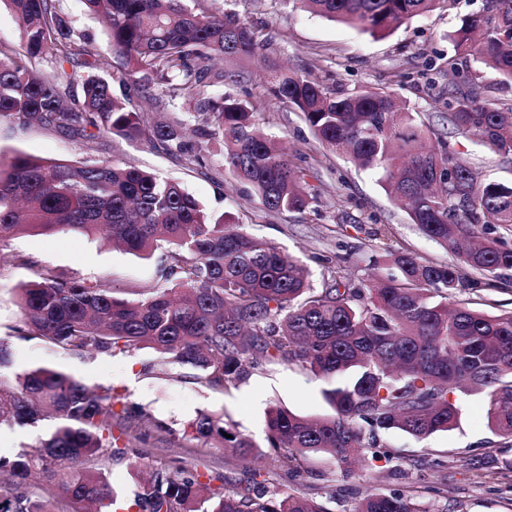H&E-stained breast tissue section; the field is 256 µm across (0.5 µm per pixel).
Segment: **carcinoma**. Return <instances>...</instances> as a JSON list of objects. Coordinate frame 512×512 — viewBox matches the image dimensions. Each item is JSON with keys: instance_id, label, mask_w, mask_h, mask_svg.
I'll return each mask as SVG.
<instances>
[{"instance_id": "obj_1", "label": "carcinoma", "mask_w": 512, "mask_h": 512, "mask_svg": "<svg viewBox=\"0 0 512 512\" xmlns=\"http://www.w3.org/2000/svg\"><path fill=\"white\" fill-rule=\"evenodd\" d=\"M18 23L22 48L0 52V122L38 124L82 140L104 134L144 140L154 148L205 162L219 137L233 178L271 212H293L317 201L307 170L294 165L266 131L270 101L304 117L315 137L380 176L386 191L411 204L410 218L431 239L485 278L501 284L512 270V248L490 232L512 228V185L485 182L441 134L394 93H346L288 70L245 95L212 88L224 72L213 60L260 55L271 48L246 21L190 0H83L106 20L111 55L82 41L59 0H3ZM455 0H299L314 15L362 32H390ZM450 39L448 70L475 62L512 83V0H484ZM84 68L78 72L75 66ZM469 90L448 98L450 120L463 137L504 157L512 155V112L485 97L480 73L467 71ZM82 83L83 100L67 93ZM132 88L137 104L114 86ZM172 117H156L163 99ZM194 123L196 140L186 139ZM66 229L100 236L112 249L149 258L165 244V285L133 297L50 267L16 288L23 336L71 356H130L149 349L150 368L167 373L189 365L216 389L237 386L250 370L288 363L325 380L334 414L308 419L280 406L265 416L266 448L224 421L201 412L183 437L230 448L243 459L269 455L298 477L301 462L328 455L348 476L377 460L396 462L409 479L425 461L380 445L382 431L417 440L459 421L457 394H488L487 420L512 440V312L488 313L456 304V267L403 252L389 254L400 275L371 273L355 282L311 284L306 263L239 224L212 217L179 181L119 159L75 164L16 152L0 155V245L30 230ZM110 387L90 388L51 367L0 376V427L54 419L49 438L0 457L17 478L0 487V512H328L317 500L261 485L243 494L212 484L196 470L158 469L118 505V492L91 460L125 454L113 433ZM53 483L56 501L24 485L32 470ZM443 498L446 484L413 483L389 493L372 490L349 512H440L421 493Z\"/></svg>"}]
</instances>
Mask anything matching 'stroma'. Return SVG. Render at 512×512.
I'll use <instances>...</instances> for the list:
<instances>
[{"label": "stroma", "mask_w": 512, "mask_h": 512, "mask_svg": "<svg viewBox=\"0 0 512 512\" xmlns=\"http://www.w3.org/2000/svg\"><path fill=\"white\" fill-rule=\"evenodd\" d=\"M72 26L100 54L110 52L101 20L85 13L80 0H60ZM218 8L236 13L272 41L273 52L245 61L228 60L224 69L238 71L242 80L238 94L258 92L264 77L280 65L309 73L327 86L354 92L389 88L420 114L426 125L443 134L460 158L476 167L483 179L512 184V158H504L462 138L449 119L446 106L451 90H467L464 74L449 72L453 54L450 34L464 15L478 11L482 0H457L454 8L436 10L402 24L386 35H370L323 17L301 11L295 0H218ZM273 134L289 149L290 160L308 168L317 190L316 203L303 212L273 213L257 199L246 197L224 165L223 148L212 144L203 164L187 156L153 149L143 140L103 136L82 141L33 125L26 129L0 123V154L21 151L35 157L77 160L96 155L131 162L182 182L214 215L226 214L249 235L271 242L306 262L314 287H323L332 277L363 280L373 262L386 264L384 245L429 261L458 266L465 287L461 300L478 297L486 311L512 312V270L503 272L502 288H485L484 277L461 265L458 257L440 243L423 235L412 224L404 205L384 190L377 175L356 167L345 155L320 145L301 113L277 108ZM164 251L148 259L115 251L99 241L76 233L30 232L0 247V337L11 347L15 371L55 366L88 386L109 385L125 403L144 408L155 419L152 428L126 421L127 439L133 448L122 458L106 463L104 471L116 490L136 489L134 462L143 470L172 465L197 467L218 478L225 486L245 491L264 481L283 491L323 497L322 473L334 476L335 496L324 499L330 512H350L355 501L370 489L388 492L402 482L385 462L372 470L344 476L327 457L308 459L306 472L287 479L269 459H235L221 448H211L184 439L182 431L198 412L223 414L225 421L265 442L264 416L269 406L279 405L305 417L330 414L323 396L324 381L302 368L286 363L268 364L251 371L237 387L227 391L208 387L190 366L175 369L171 376H155L146 366L150 351L133 356L93 354L70 356L48 349L38 340L18 338V309L14 289L36 278L42 267L97 280L118 295L159 287ZM461 415L457 427L419 441L398 430L382 432L384 445L404 455L440 463L447 480L448 512H512V472L503 463L512 458V445L494 434L487 424L484 395H459Z\"/></svg>", "instance_id": "1"}]
</instances>
